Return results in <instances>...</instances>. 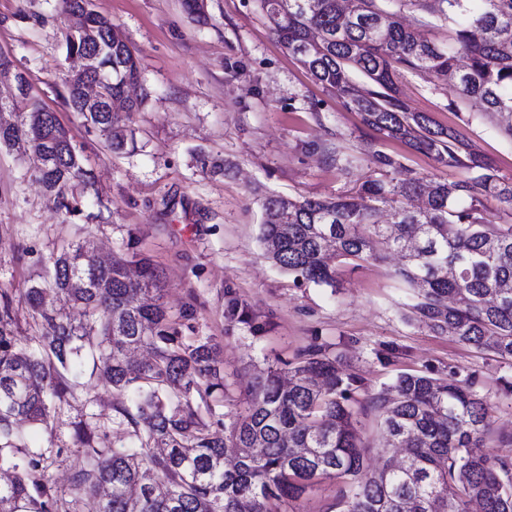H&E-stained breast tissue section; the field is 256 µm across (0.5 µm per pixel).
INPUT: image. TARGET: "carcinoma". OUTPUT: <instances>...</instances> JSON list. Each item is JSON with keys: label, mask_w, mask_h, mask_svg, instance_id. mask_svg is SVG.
<instances>
[{"label": "carcinoma", "mask_w": 512, "mask_h": 512, "mask_svg": "<svg viewBox=\"0 0 512 512\" xmlns=\"http://www.w3.org/2000/svg\"><path fill=\"white\" fill-rule=\"evenodd\" d=\"M281 46L318 85L341 96L365 127L406 141L418 153L465 176L426 184L396 178L401 163L377 152L373 170L348 195L292 200L265 196L260 241L274 266L299 285L336 287V259L377 260L398 252L395 275L417 289L413 310L434 332L453 330L457 342L512 360V180L501 178L458 130L411 112L400 97L401 70L455 79L462 99L484 111L512 115V0H435L431 18L409 28L381 0H255ZM79 27L68 31L66 62L98 55L114 99L125 97L140 71L111 19L62 0ZM448 28V44L424 38L419 27ZM464 66H459L460 60ZM368 87L353 81L352 72ZM82 76L68 72L65 103L83 110ZM17 121L0 122V147L26 143L39 165L45 196L65 214L80 215L71 184L87 176L79 151L56 113L38 100L10 102ZM115 112H92L90 124L114 152L135 150ZM502 216L487 220L488 204ZM384 206L392 227L372 221ZM141 265L133 279L128 266ZM47 276L20 296L42 330L37 351L18 346L14 297L0 289V512H284L324 477L349 485L344 512H512V464L483 452L488 407L472 382L403 373L371 398L381 416L384 451L406 449L366 471L365 447L351 403L359 389L326 349L311 347L288 379L279 369L259 377L247 407L217 410L226 397L219 351L197 335L196 309L170 313L142 296L157 272L138 258L134 242L103 264L87 242L71 243L48 259ZM79 309L70 319L56 308ZM146 346L138 361L131 349ZM92 361L115 396V445L89 417L72 421L83 466L58 495L45 474L46 452L24 442L23 425L54 430L76 386L64 375Z\"/></svg>", "instance_id": "1"}]
</instances>
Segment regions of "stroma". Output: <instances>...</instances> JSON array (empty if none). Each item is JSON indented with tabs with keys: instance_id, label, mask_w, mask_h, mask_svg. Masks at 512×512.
Wrapping results in <instances>:
<instances>
[{
	"instance_id": "obj_1",
	"label": "stroma",
	"mask_w": 512,
	"mask_h": 512,
	"mask_svg": "<svg viewBox=\"0 0 512 512\" xmlns=\"http://www.w3.org/2000/svg\"><path fill=\"white\" fill-rule=\"evenodd\" d=\"M117 24L137 59L140 111L123 113L136 149L115 153L60 94L69 20L58 0H0V52L25 73L32 94L56 112L92 175L76 185L86 214L69 218L45 197L25 146L0 149V289L19 293L63 246L91 240L112 254L134 245L160 281L152 301L171 310L193 306L200 335L220 347L229 399L242 411L257 376L295 362L313 345L335 354L362 383L355 398L366 465L385 456L378 415L368 399L405 372L471 380L489 406L485 451L512 462V361L434 333L412 309L413 291L393 276L396 253L379 261L336 264L337 287L297 285L275 267L259 241L262 201L343 194L372 169V156H396L402 177L452 181L447 168L408 144L384 140L316 85L273 36L254 0H204V21L183 0H91ZM411 111L461 130L499 176L512 179V137L499 117L459 100L451 86L424 71L399 79ZM352 158L338 168L334 155ZM223 163L203 173L199 157ZM81 387L63 409L74 420L112 415L108 384L89 368H73ZM32 448L50 450L46 475L65 491L82 454L69 429L26 432ZM343 486L326 478L295 504L297 512H343Z\"/></svg>"
}]
</instances>
